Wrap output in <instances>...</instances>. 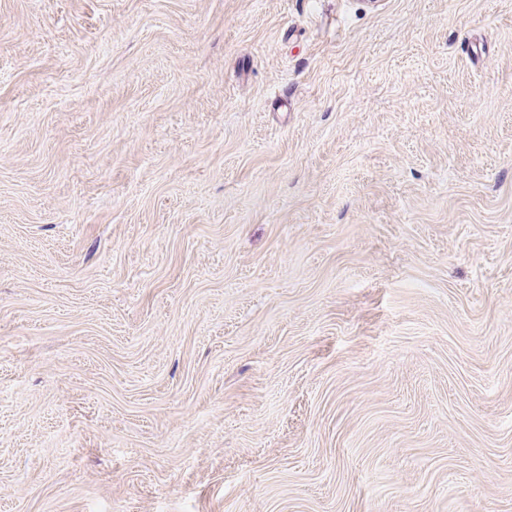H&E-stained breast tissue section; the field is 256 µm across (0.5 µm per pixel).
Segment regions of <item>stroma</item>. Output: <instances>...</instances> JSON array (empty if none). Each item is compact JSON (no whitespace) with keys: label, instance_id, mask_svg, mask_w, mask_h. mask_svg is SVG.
Returning <instances> with one entry per match:
<instances>
[{"label":"stroma","instance_id":"35a3bbf8","mask_svg":"<svg viewBox=\"0 0 512 512\" xmlns=\"http://www.w3.org/2000/svg\"><path fill=\"white\" fill-rule=\"evenodd\" d=\"M0 512H512V0H0Z\"/></svg>","mask_w":512,"mask_h":512}]
</instances>
